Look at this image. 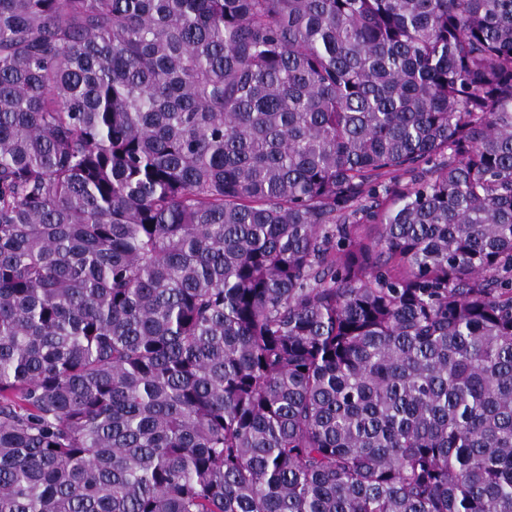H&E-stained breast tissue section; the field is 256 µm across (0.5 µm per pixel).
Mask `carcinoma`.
Wrapping results in <instances>:
<instances>
[{
  "instance_id": "1",
  "label": "carcinoma",
  "mask_w": 512,
  "mask_h": 512,
  "mask_svg": "<svg viewBox=\"0 0 512 512\" xmlns=\"http://www.w3.org/2000/svg\"><path fill=\"white\" fill-rule=\"evenodd\" d=\"M0 512H512V0H0Z\"/></svg>"
}]
</instances>
